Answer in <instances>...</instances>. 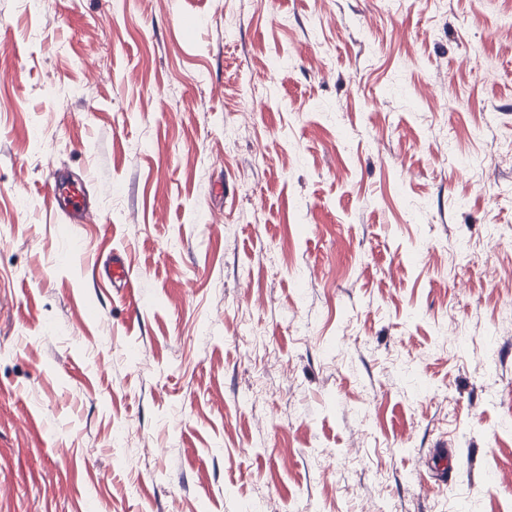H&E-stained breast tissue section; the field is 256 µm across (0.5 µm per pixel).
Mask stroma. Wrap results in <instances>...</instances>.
<instances>
[{"label":"stroma","mask_w":512,"mask_h":512,"mask_svg":"<svg viewBox=\"0 0 512 512\" xmlns=\"http://www.w3.org/2000/svg\"><path fill=\"white\" fill-rule=\"evenodd\" d=\"M509 500L512 0H0V512ZM45 196L56 210L64 213L75 224L91 222L89 209L84 202L83 186H62L57 182L46 181L44 184ZM105 275L112 285L118 284L119 287L126 288L125 301L131 312L136 314L140 310V298L135 291L137 284L131 276L130 269L124 264L118 253H112V262L105 268Z\"/></svg>","instance_id":"stroma-1"}]
</instances>
